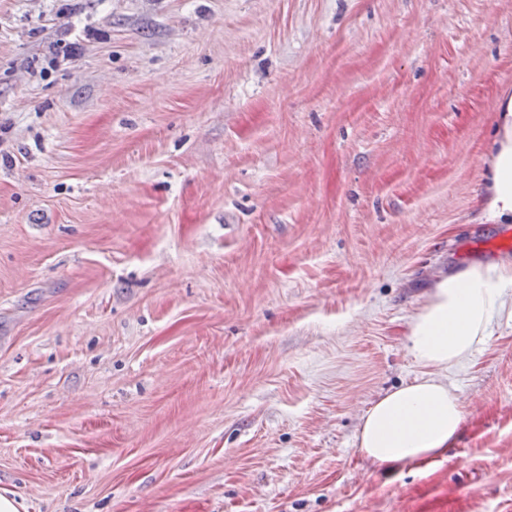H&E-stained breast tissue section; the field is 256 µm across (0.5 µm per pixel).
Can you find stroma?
Here are the masks:
<instances>
[{
  "label": "stroma",
  "mask_w": 512,
  "mask_h": 512,
  "mask_svg": "<svg viewBox=\"0 0 512 512\" xmlns=\"http://www.w3.org/2000/svg\"><path fill=\"white\" fill-rule=\"evenodd\" d=\"M512 0H0V492L25 512H512V320L384 473L439 274L512 259ZM498 127L499 144L493 161V202L495 216L512 215V112H503Z\"/></svg>",
  "instance_id": "obj_1"
}]
</instances>
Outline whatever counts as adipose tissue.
I'll return each mask as SVG.
<instances>
[{
    "mask_svg": "<svg viewBox=\"0 0 512 512\" xmlns=\"http://www.w3.org/2000/svg\"><path fill=\"white\" fill-rule=\"evenodd\" d=\"M493 161L496 216L512 215V112L503 113ZM512 262L475 263L437 280L410 321L409 352L420 372L410 384L376 399L356 433L360 454L391 472L444 454L454 442L464 414L449 384V367L485 343L494 321L512 319Z\"/></svg>",
    "mask_w": 512,
    "mask_h": 512,
    "instance_id": "obj_1",
    "label": "adipose tissue"
}]
</instances>
